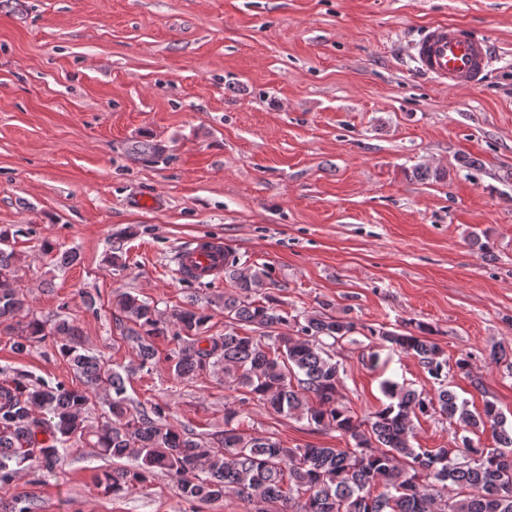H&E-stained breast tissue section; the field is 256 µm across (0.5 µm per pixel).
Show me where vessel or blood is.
<instances>
[{
    "instance_id": "vessel-or-blood-1",
    "label": "vessel or blood",
    "mask_w": 512,
    "mask_h": 512,
    "mask_svg": "<svg viewBox=\"0 0 512 512\" xmlns=\"http://www.w3.org/2000/svg\"><path fill=\"white\" fill-rule=\"evenodd\" d=\"M492 49L489 41L454 23H436L411 45L416 70L439 86L471 90L485 77ZM226 246L217 237H198L176 252L181 278L219 282L224 278Z\"/></svg>"
}]
</instances>
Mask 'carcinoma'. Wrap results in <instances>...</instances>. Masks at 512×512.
<instances>
[{"label":"carcinoma","instance_id":"obj_1","mask_svg":"<svg viewBox=\"0 0 512 512\" xmlns=\"http://www.w3.org/2000/svg\"><path fill=\"white\" fill-rule=\"evenodd\" d=\"M14 232L0 228V326L17 337L24 353L47 336L61 337L60 351L83 383L81 389L51 386L25 374L0 383V484H9L26 462L52 469L60 449L86 436L114 460L134 457L132 467L103 473L100 485L114 495L142 485L158 471L173 475L181 496L206 504L232 493L281 512H512V426L493 402L474 413L448 389V358L428 337L431 329L394 331L358 326L328 312L288 316L264 265L245 264L232 250L224 265L231 290L214 304L224 307V335L209 334L211 316L195 303L162 313L129 292L117 308L119 340L133 362L118 370L83 347L78 326L63 315L52 324L30 314L19 284ZM359 333L418 359L438 388L434 393L392 380L382 383L390 402L359 419L340 403L341 366L326 349ZM175 344L165 355L177 379L218 368L224 387L236 393L224 406V430L200 438L167 422L164 406L148 407L127 396L134 371L159 360L155 340ZM112 394L107 416L87 423L92 395ZM277 415L299 414L318 431L334 430L353 442L347 448H290L273 436L242 429L251 403ZM439 414L468 433L490 428L495 447L464 435L462 446L416 448L414 421ZM384 491L376 494L374 488Z\"/></svg>","mask_w":512,"mask_h":512}]
</instances>
